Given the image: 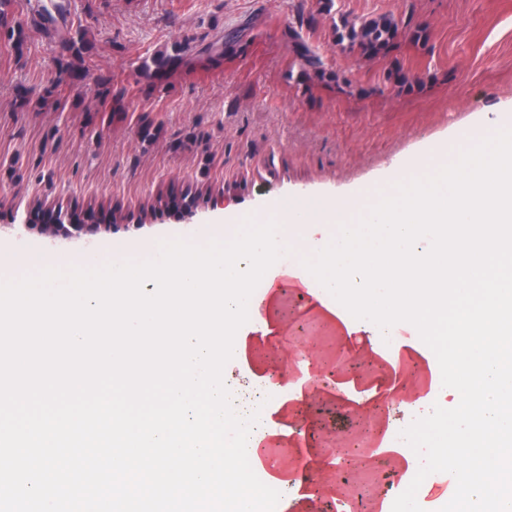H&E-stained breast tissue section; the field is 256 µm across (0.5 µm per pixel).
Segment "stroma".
<instances>
[{
    "instance_id": "35a3bbf8",
    "label": "stroma",
    "mask_w": 512,
    "mask_h": 512,
    "mask_svg": "<svg viewBox=\"0 0 512 512\" xmlns=\"http://www.w3.org/2000/svg\"><path fill=\"white\" fill-rule=\"evenodd\" d=\"M69 19L88 28L92 67L81 84L58 88L64 105L34 111L15 104L19 91L42 94L56 71L57 51L30 42L23 59L0 49V244L25 253L48 251L71 267L80 241L50 242L17 231L14 216L41 202L63 209L94 207L111 232L94 243L150 245L165 236H193L204 224L266 214L281 198L309 194L344 198L411 158L448 141L449 131L475 139L492 129L512 132V0H67ZM326 68L352 87L302 84L288 40L300 14ZM391 14L428 27L423 45L402 43L393 56L366 60L335 44L333 22ZM200 51L226 49L223 64L178 69L151 93L138 83L140 62L176 41ZM418 76L403 91L386 76L393 65ZM123 97L99 100L104 78ZM113 111L101 124V111ZM159 126L141 139L142 121ZM199 192L192 222L157 197ZM224 205L212 208L211 198ZM387 451L366 465L337 471L350 498L376 512L390 481Z\"/></svg>"
}]
</instances>
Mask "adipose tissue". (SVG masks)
I'll use <instances>...</instances> for the list:
<instances>
[{"label":"adipose tissue","instance_id":"1","mask_svg":"<svg viewBox=\"0 0 512 512\" xmlns=\"http://www.w3.org/2000/svg\"><path fill=\"white\" fill-rule=\"evenodd\" d=\"M512 134L489 145L433 147L409 161L399 182L367 189L342 206L273 211L293 250L253 298L250 345L288 331L276 305L281 289L304 288L305 312L347 335H361L353 358L373 359L379 341L400 332L430 352L431 390H410L397 364L383 362L366 403L404 422H433L428 436L406 434L396 464L451 477L442 512H512ZM237 392H280L271 429L290 434L292 405L311 388L265 368L241 374Z\"/></svg>","mask_w":512,"mask_h":512}]
</instances>
